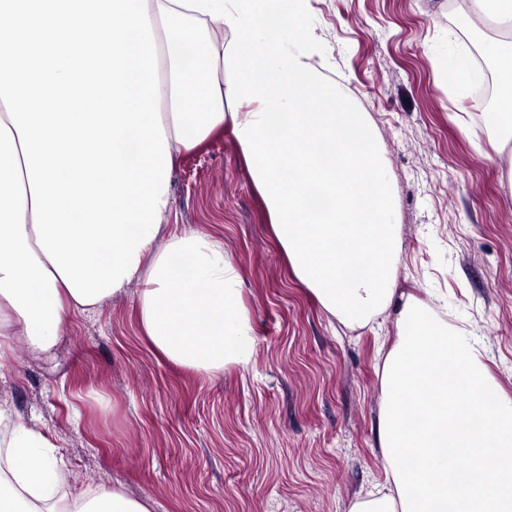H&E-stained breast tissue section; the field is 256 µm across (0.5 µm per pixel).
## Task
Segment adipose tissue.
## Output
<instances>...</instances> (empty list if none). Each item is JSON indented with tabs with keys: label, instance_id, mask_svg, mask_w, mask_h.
Instances as JSON below:
<instances>
[{
	"label": "adipose tissue",
	"instance_id": "obj_1",
	"mask_svg": "<svg viewBox=\"0 0 512 512\" xmlns=\"http://www.w3.org/2000/svg\"><path fill=\"white\" fill-rule=\"evenodd\" d=\"M310 0H0V360L52 356L74 312L136 289L143 336L214 374L255 330L240 275L172 229L177 157L231 129L292 274L348 328L396 313L382 365L384 493L349 512H512V396L484 341L396 288L398 205L378 135L312 63ZM496 70L489 145L512 197V0H460ZM0 512H152L71 490L47 435L0 404ZM467 459L458 467V459Z\"/></svg>",
	"mask_w": 512,
	"mask_h": 512
}]
</instances>
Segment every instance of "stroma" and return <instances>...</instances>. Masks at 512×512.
Listing matches in <instances>:
<instances>
[{"mask_svg": "<svg viewBox=\"0 0 512 512\" xmlns=\"http://www.w3.org/2000/svg\"><path fill=\"white\" fill-rule=\"evenodd\" d=\"M324 73L367 112L403 230L399 290L439 296L478 329L512 396V197L489 157L487 96L451 86L449 41L478 54L454 0H310ZM178 230L207 231L237 264L256 332L248 368L204 375L159 356L134 297L74 314L53 358L21 343L0 365V402L58 446L79 490L115 481L154 512H348L382 490L381 352L393 319L340 327L292 275L232 131L172 173Z\"/></svg>", "mask_w": 512, "mask_h": 512, "instance_id": "stroma-1", "label": "stroma"}]
</instances>
